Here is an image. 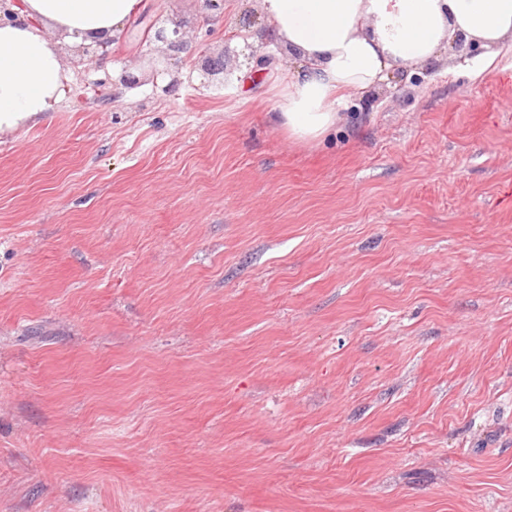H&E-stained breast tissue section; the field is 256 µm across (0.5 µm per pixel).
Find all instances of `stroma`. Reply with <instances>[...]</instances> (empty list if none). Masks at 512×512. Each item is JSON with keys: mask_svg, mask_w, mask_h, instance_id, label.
Segmentation results:
<instances>
[{"mask_svg": "<svg viewBox=\"0 0 512 512\" xmlns=\"http://www.w3.org/2000/svg\"><path fill=\"white\" fill-rule=\"evenodd\" d=\"M144 4L0 133V512H512V45L303 146L258 0ZM154 41L165 43L170 50L181 52L187 48L184 32L180 25L169 29L166 26L157 27L154 31Z\"/></svg>", "mask_w": 512, "mask_h": 512, "instance_id": "35a3bbf8", "label": "stroma"}]
</instances>
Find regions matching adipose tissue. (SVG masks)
Wrapping results in <instances>:
<instances>
[{"mask_svg": "<svg viewBox=\"0 0 512 512\" xmlns=\"http://www.w3.org/2000/svg\"><path fill=\"white\" fill-rule=\"evenodd\" d=\"M271 44L302 68L286 84L274 121L297 143L320 142L348 97L391 70L427 63L455 39L512 41V0H258ZM141 0H23L0 24V131L54 111L66 79L47 29L90 43L118 37Z\"/></svg>", "mask_w": 512, "mask_h": 512, "instance_id": "obj_1", "label": "adipose tissue"}]
</instances>
